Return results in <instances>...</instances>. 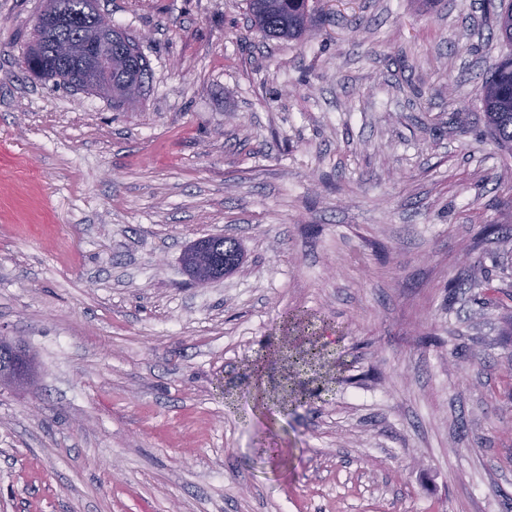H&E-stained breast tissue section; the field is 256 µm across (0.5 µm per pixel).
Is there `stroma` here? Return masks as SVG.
Segmentation results:
<instances>
[{
	"mask_svg": "<svg viewBox=\"0 0 512 512\" xmlns=\"http://www.w3.org/2000/svg\"><path fill=\"white\" fill-rule=\"evenodd\" d=\"M97 4L149 63L136 107L27 73L45 0H0V337L35 367L0 388V512H512L484 0H309L298 42L247 0ZM217 234L243 264L197 286ZM295 308L334 358L266 424L246 366L282 376Z\"/></svg>",
	"mask_w": 512,
	"mask_h": 512,
	"instance_id": "stroma-1",
	"label": "stroma"
}]
</instances>
